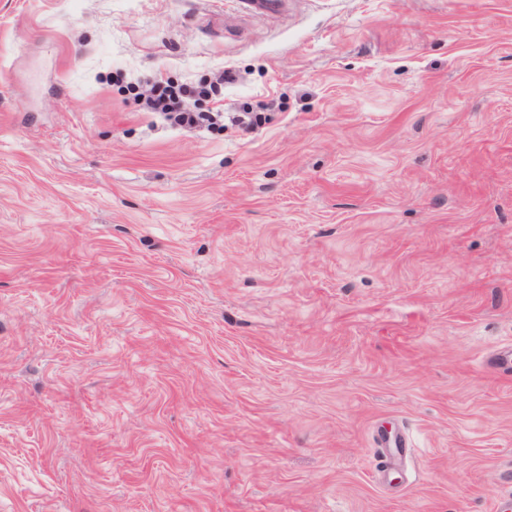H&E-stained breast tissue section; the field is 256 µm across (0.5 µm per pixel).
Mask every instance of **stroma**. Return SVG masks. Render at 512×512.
<instances>
[{
  "label": "stroma",
  "mask_w": 512,
  "mask_h": 512,
  "mask_svg": "<svg viewBox=\"0 0 512 512\" xmlns=\"http://www.w3.org/2000/svg\"><path fill=\"white\" fill-rule=\"evenodd\" d=\"M287 2L0 0V512L512 496V0ZM147 105L152 112H176L174 120L187 128L196 127L205 120L201 112L187 110L170 85H165L161 80L154 81L147 98Z\"/></svg>",
  "instance_id": "stroma-1"
}]
</instances>
